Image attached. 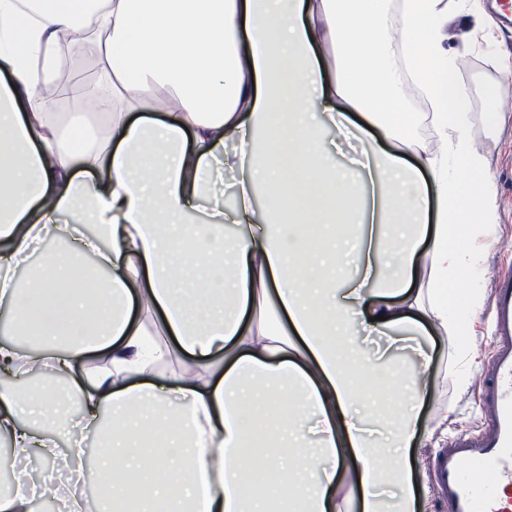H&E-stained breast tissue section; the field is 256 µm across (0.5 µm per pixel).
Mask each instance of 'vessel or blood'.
I'll use <instances>...</instances> for the list:
<instances>
[{
	"label": "vessel or blood",
	"mask_w": 512,
	"mask_h": 512,
	"mask_svg": "<svg viewBox=\"0 0 512 512\" xmlns=\"http://www.w3.org/2000/svg\"><path fill=\"white\" fill-rule=\"evenodd\" d=\"M490 307L495 350L481 391L490 416L485 430L456 436L434 455L443 512H512V275L494 281ZM479 467L488 480L474 478Z\"/></svg>",
	"instance_id": "obj_1"
}]
</instances>
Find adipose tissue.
Segmentation results:
<instances>
[{
	"mask_svg": "<svg viewBox=\"0 0 512 512\" xmlns=\"http://www.w3.org/2000/svg\"><path fill=\"white\" fill-rule=\"evenodd\" d=\"M28 3L0 0V306L37 352L0 345V436L79 472L84 433H104L102 512H341L344 472L361 512H417L430 354L410 339L436 332L476 362L479 246L498 228L440 0ZM63 35L97 84L60 85ZM407 84L433 113L408 110ZM42 89L77 112L38 111ZM350 112L353 174L324 142ZM50 239L64 250L20 277ZM91 354L104 365L78 374ZM176 356L170 385L147 381ZM39 372L61 386L19 392ZM386 374L404 402L388 426L359 387ZM73 398L62 451L52 424Z\"/></svg>",
	"mask_w": 512,
	"mask_h": 512,
	"instance_id": "obj_1",
	"label": "adipose tissue"
}]
</instances>
